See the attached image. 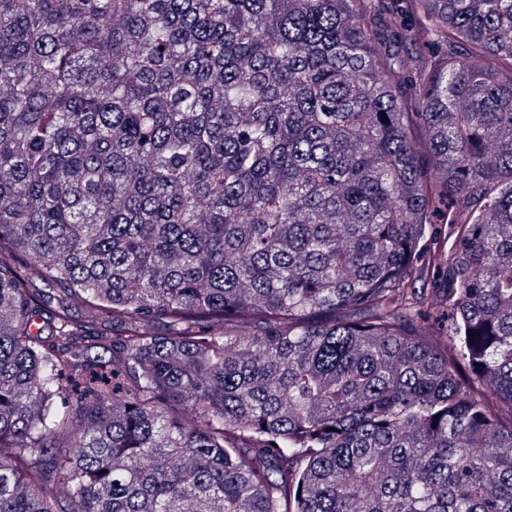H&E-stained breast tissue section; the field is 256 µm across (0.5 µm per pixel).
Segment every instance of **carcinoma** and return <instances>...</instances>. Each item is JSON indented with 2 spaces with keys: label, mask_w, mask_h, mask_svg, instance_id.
Wrapping results in <instances>:
<instances>
[{
  "label": "carcinoma",
  "mask_w": 512,
  "mask_h": 512,
  "mask_svg": "<svg viewBox=\"0 0 512 512\" xmlns=\"http://www.w3.org/2000/svg\"><path fill=\"white\" fill-rule=\"evenodd\" d=\"M0 512H512V0H0Z\"/></svg>",
  "instance_id": "cac0c4a2"
}]
</instances>
